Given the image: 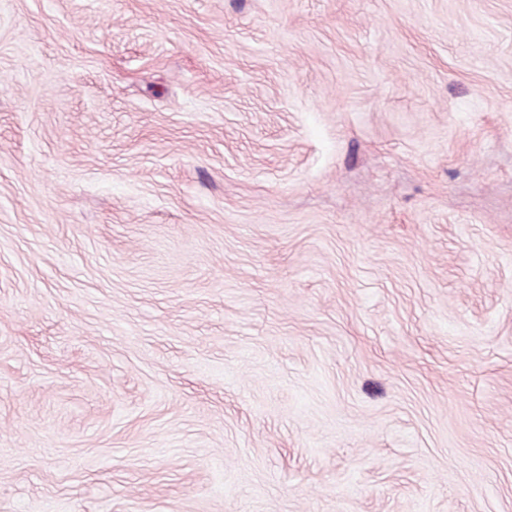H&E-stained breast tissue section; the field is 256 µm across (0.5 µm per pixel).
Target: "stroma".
<instances>
[{
    "mask_svg": "<svg viewBox=\"0 0 512 512\" xmlns=\"http://www.w3.org/2000/svg\"><path fill=\"white\" fill-rule=\"evenodd\" d=\"M0 512H512V0H0Z\"/></svg>",
    "mask_w": 512,
    "mask_h": 512,
    "instance_id": "obj_1",
    "label": "stroma"
}]
</instances>
